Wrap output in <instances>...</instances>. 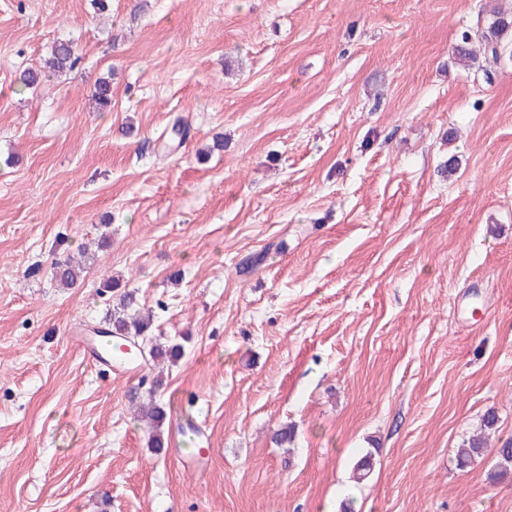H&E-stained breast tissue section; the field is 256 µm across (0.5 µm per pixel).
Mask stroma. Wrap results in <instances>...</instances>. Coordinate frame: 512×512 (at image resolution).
Wrapping results in <instances>:
<instances>
[{"mask_svg":"<svg viewBox=\"0 0 512 512\" xmlns=\"http://www.w3.org/2000/svg\"><path fill=\"white\" fill-rule=\"evenodd\" d=\"M510 9L0 0V512H512V53L455 55ZM68 40L76 67L22 89ZM109 275L153 319L130 377L90 353ZM82 266L75 263L72 258H67L56 263L54 278L61 287L70 288L76 285L81 277ZM140 414L148 428L149 441L153 448H163L162 426L166 419V412L155 401L153 392L149 391L148 401L140 405ZM487 439L488 438L485 436V433H480L473 435L466 442H464L461 448L457 449V466L463 468L476 457H480L481 455H483V453L487 449L485 448L487 445Z\"/></svg>","mask_w":512,"mask_h":512,"instance_id":"1","label":"stroma"}]
</instances>
